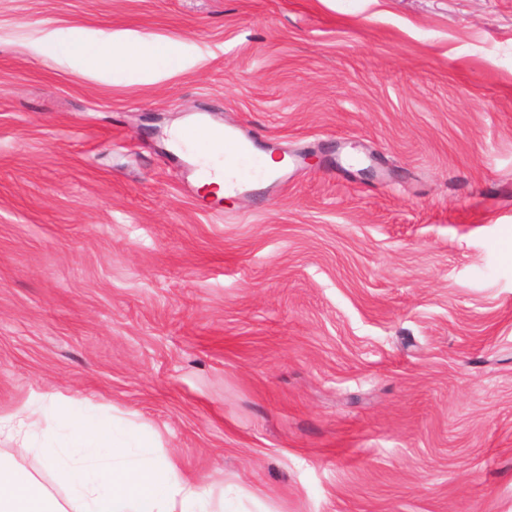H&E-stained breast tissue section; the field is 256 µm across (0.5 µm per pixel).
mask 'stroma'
<instances>
[{"instance_id": "35a3bbf8", "label": "stroma", "mask_w": 512, "mask_h": 512, "mask_svg": "<svg viewBox=\"0 0 512 512\" xmlns=\"http://www.w3.org/2000/svg\"><path fill=\"white\" fill-rule=\"evenodd\" d=\"M201 123L287 168L203 192ZM50 394L209 512H512V0H0V414ZM62 434L0 455L63 503ZM72 45V58L86 56L105 71H125L171 54L168 45L158 44L148 58L142 49V39L127 33H112L108 39L96 42L76 38Z\"/></svg>"}]
</instances>
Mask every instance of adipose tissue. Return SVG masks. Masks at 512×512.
<instances>
[{
    "label": "adipose tissue",
    "instance_id": "ef3b65f1",
    "mask_svg": "<svg viewBox=\"0 0 512 512\" xmlns=\"http://www.w3.org/2000/svg\"><path fill=\"white\" fill-rule=\"evenodd\" d=\"M169 53L160 44L144 53L141 38L127 33L96 42L77 38L72 49L73 58H88L105 71H125ZM51 409L68 426L69 444L60 452L49 450L47 462L75 512H206V487L197 478L180 475L173 461L128 458L108 421L69 403L55 402ZM0 512L65 510L13 461L0 457Z\"/></svg>",
    "mask_w": 512,
    "mask_h": 512
}]
</instances>
